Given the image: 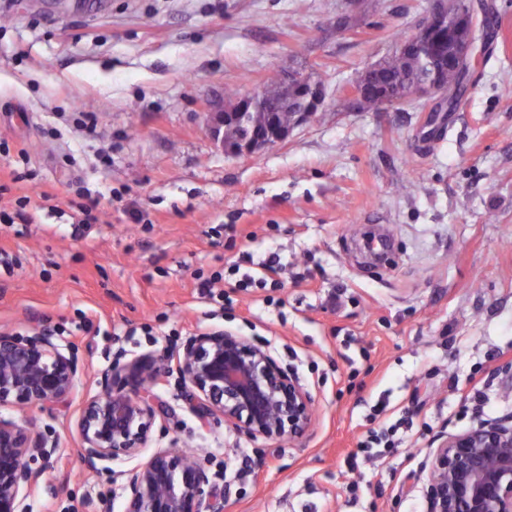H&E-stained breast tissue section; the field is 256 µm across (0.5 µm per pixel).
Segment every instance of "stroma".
<instances>
[{"mask_svg": "<svg viewBox=\"0 0 512 512\" xmlns=\"http://www.w3.org/2000/svg\"><path fill=\"white\" fill-rule=\"evenodd\" d=\"M487 2L486 43L425 152L435 101L355 112L344 91L433 0H0V211L49 196L29 222L0 223V330L38 319L82 364L66 405L0 406L58 443L26 512H123V474L147 456L88 469L78 419L101 371L146 354L169 408L150 446L198 456L231 490L223 512H426L434 439L512 415V0ZM274 69L321 81L322 112L229 155L211 102ZM82 186L102 194L88 224L69 205ZM369 231L391 239L389 261L359 250ZM271 246L282 288L235 293L228 310L199 288ZM211 330L295 373L316 401L308 435L251 439L197 418L175 354ZM382 399L386 422L413 423L368 458L357 444Z\"/></svg>", "mask_w": 512, "mask_h": 512, "instance_id": "stroma-1", "label": "stroma"}]
</instances>
